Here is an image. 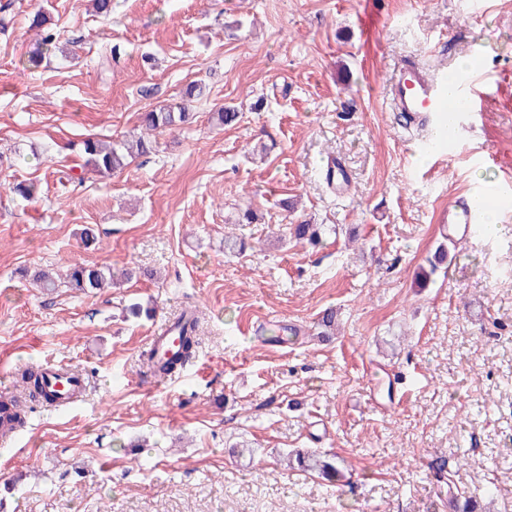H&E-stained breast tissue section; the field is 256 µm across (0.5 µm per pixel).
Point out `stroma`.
<instances>
[{"mask_svg": "<svg viewBox=\"0 0 512 512\" xmlns=\"http://www.w3.org/2000/svg\"><path fill=\"white\" fill-rule=\"evenodd\" d=\"M37 10L61 39L31 71ZM465 57L479 105L435 154L387 83L402 61L437 76ZM193 81L195 123L112 175L86 167L85 139L125 138ZM223 106L235 125L212 120ZM510 172L512 0H112L107 17L0 0V395L30 366L86 383L33 405L0 453V512H452L476 489L512 512V190L496 236L450 244L440 224ZM290 219L320 244L285 237ZM83 260L134 277L85 295L22 276ZM186 310L196 354L155 382L142 355ZM297 449L348 477L287 466ZM331 170V184L334 185L337 196H343L351 183V176L337 156H329L326 170ZM47 373L52 388L61 391L66 390L71 394V399H59L56 402L50 404V406L60 407L74 402L76 397L81 393L84 386L81 376L64 367L48 368ZM57 375L61 376L62 378H56Z\"/></svg>", "mask_w": 512, "mask_h": 512, "instance_id": "stroma-1", "label": "stroma"}]
</instances>
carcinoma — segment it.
<instances>
[{
  "label": "carcinoma",
  "instance_id": "obj_1",
  "mask_svg": "<svg viewBox=\"0 0 512 512\" xmlns=\"http://www.w3.org/2000/svg\"><path fill=\"white\" fill-rule=\"evenodd\" d=\"M204 87L198 82L187 85L183 97L185 101L176 107H161L141 113L140 126L144 133L135 139L120 142L111 147L104 146L99 141L88 138L83 142V150L86 155V166L95 172H113L124 168L128 160L145 155L153 148V143L146 136L176 129L190 123L192 114L188 112L187 102L203 95ZM290 234L297 240H309L316 242L321 236V226L309 224L305 221L290 223ZM34 283L43 291H51L64 284L72 291L82 294L96 292L112 283V268L95 263L82 261L71 265L68 274L63 281H58L48 272H38L33 277ZM173 332L179 338V345L172 357L167 359L157 358L155 348H150L145 358L149 367L160 370L168 375L183 367L193 358L198 345L196 336L198 320L191 311H185L172 323ZM21 383L24 390L28 391V397L38 399L43 395V381L41 372L35 369H26L21 373ZM300 467L317 471L328 478H338L342 475L339 468L341 460L332 455L322 456L314 451L297 450L290 454ZM454 507L457 512H477L476 497L463 491L453 497Z\"/></svg>",
  "mask_w": 512,
  "mask_h": 512
}]
</instances>
